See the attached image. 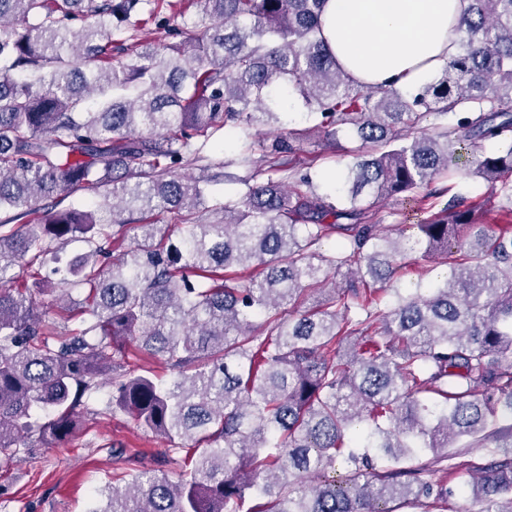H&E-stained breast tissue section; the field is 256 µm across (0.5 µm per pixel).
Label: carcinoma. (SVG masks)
<instances>
[{
    "label": "carcinoma",
    "instance_id": "carcinoma-1",
    "mask_svg": "<svg viewBox=\"0 0 512 512\" xmlns=\"http://www.w3.org/2000/svg\"><path fill=\"white\" fill-rule=\"evenodd\" d=\"M147 2L0 0V211L14 212L0 223V468L34 435L64 443L108 383L93 416L129 415L187 470L117 479L90 512L445 504L453 490L434 476L461 438L490 456L466 484L483 512H512V224L484 223L483 204L454 192L468 140L480 149L472 176L512 203V0H468L457 54L409 97L337 64L326 0H175L151 14L181 36L171 43L150 39ZM190 7L195 19L179 24ZM289 96L328 134L347 126L361 141L336 200L308 174L292 191L276 177L308 134L285 128L269 144L246 136L243 193L211 221L189 217L223 164L202 177L173 168L225 130L283 125ZM436 181L446 186L427 198L448 201L416 225L412 248L445 255L450 270L405 295L407 246L370 209ZM73 187L101 197L112 220L42 204ZM156 210L182 224L177 241L149 221ZM333 231L344 242L324 254ZM75 240L85 251L64 283L84 298L61 306L29 269ZM15 266L29 279L11 288Z\"/></svg>",
    "mask_w": 512,
    "mask_h": 512
}]
</instances>
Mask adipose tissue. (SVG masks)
Instances as JSON below:
<instances>
[{
	"mask_svg": "<svg viewBox=\"0 0 512 512\" xmlns=\"http://www.w3.org/2000/svg\"><path fill=\"white\" fill-rule=\"evenodd\" d=\"M466 0H327L324 36L354 81L413 89L456 51Z\"/></svg>",
	"mask_w": 512,
	"mask_h": 512,
	"instance_id": "ef3b65f1",
	"label": "adipose tissue"
}]
</instances>
